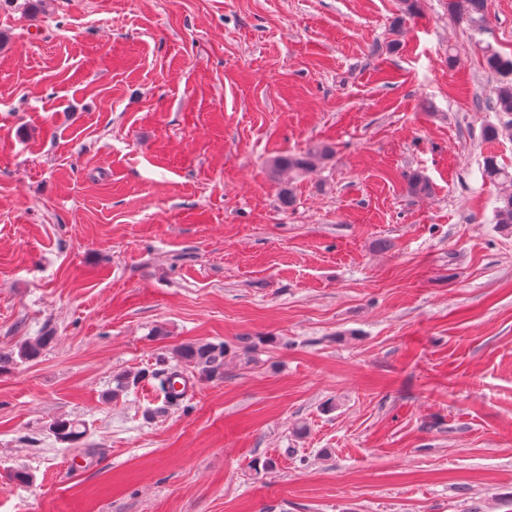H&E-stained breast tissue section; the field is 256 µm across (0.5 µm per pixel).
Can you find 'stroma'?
Instances as JSON below:
<instances>
[{
	"label": "stroma",
	"instance_id": "1",
	"mask_svg": "<svg viewBox=\"0 0 512 512\" xmlns=\"http://www.w3.org/2000/svg\"><path fill=\"white\" fill-rule=\"evenodd\" d=\"M485 14L0 0V351L53 336L0 374V512H512V234L482 172L512 171L483 137L512 0ZM187 343L223 344V378L110 399ZM327 152V148L321 147L302 155H281L270 162L274 173H305L312 170L316 162ZM81 426L80 423L73 420L58 419L51 424L50 430L59 440L76 443L85 433V430H81Z\"/></svg>",
	"mask_w": 512,
	"mask_h": 512
}]
</instances>
